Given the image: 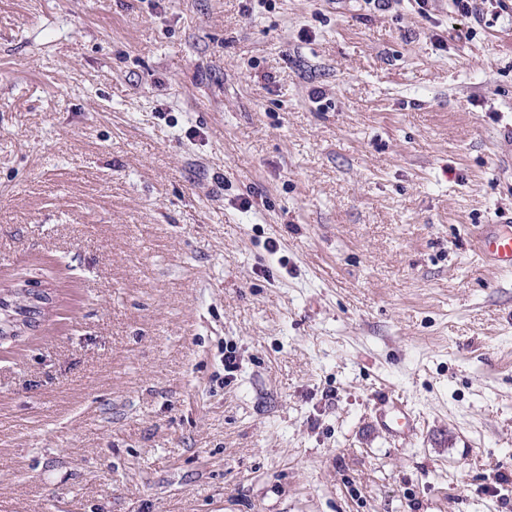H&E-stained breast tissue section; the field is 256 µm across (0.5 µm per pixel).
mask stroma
<instances>
[{
  "label": "stroma",
  "instance_id": "35a3bbf8",
  "mask_svg": "<svg viewBox=\"0 0 512 512\" xmlns=\"http://www.w3.org/2000/svg\"><path fill=\"white\" fill-rule=\"evenodd\" d=\"M428 10L0 0V512H512V18ZM499 218L495 224H483L477 248L490 265L512 272V216ZM379 402L386 407L380 418L383 430L391 435H400L410 431L412 417L405 406L394 403L389 394L381 396Z\"/></svg>",
  "mask_w": 512,
  "mask_h": 512
}]
</instances>
